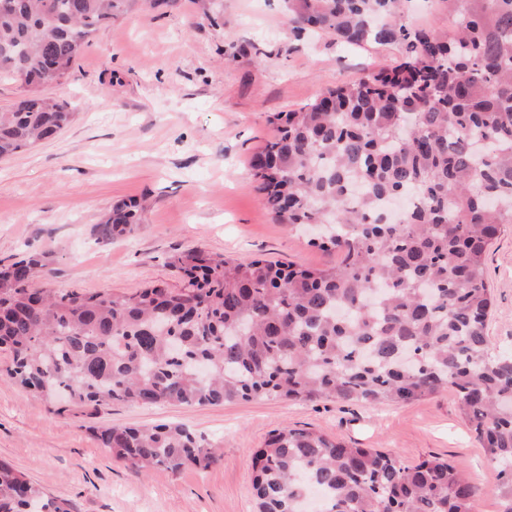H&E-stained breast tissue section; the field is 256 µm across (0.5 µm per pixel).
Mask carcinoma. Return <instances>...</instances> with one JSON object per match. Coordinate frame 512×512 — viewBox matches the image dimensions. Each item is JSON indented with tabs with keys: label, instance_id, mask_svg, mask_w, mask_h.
Returning <instances> with one entry per match:
<instances>
[{
	"label": "carcinoma",
	"instance_id": "carcinoma-1",
	"mask_svg": "<svg viewBox=\"0 0 512 512\" xmlns=\"http://www.w3.org/2000/svg\"><path fill=\"white\" fill-rule=\"evenodd\" d=\"M452 36L414 28L402 0H287L288 29L402 62L342 82L273 118L253 162L266 208L340 261L309 269L201 250L171 265L185 284L131 294L32 287L31 254L0 266V348L32 395L216 406L253 398L411 403L452 391L498 469L512 512V353L495 355L485 266L512 224V0H447ZM126 0H0V77L24 95L0 112V158L54 138L77 116L60 85ZM144 205L120 200L105 241L132 235ZM137 470L206 466L209 443L182 424L97 428ZM257 512H474L478 487L448 460L406 463L309 429L276 430L254 455ZM0 512H68L0 460Z\"/></svg>",
	"mask_w": 512,
	"mask_h": 512
}]
</instances>
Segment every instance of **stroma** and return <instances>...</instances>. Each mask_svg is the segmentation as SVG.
Wrapping results in <instances>:
<instances>
[{
  "label": "stroma",
  "mask_w": 512,
  "mask_h": 512,
  "mask_svg": "<svg viewBox=\"0 0 512 512\" xmlns=\"http://www.w3.org/2000/svg\"><path fill=\"white\" fill-rule=\"evenodd\" d=\"M284 0H178L129 11L98 32L51 96L78 115L56 138L0 159V262L38 252L45 288L133 292L182 285L173 255L198 248L325 269L336 252L276 223L252 160L271 138L268 119L400 59L392 46L349 47L322 33L289 37ZM414 26L453 24L444 0H407ZM143 201L134 236L106 242L97 227L114 202ZM494 312L487 332L512 353V224L490 249ZM0 353V459L72 512H256L252 455L290 426L320 431L410 463L449 460L480 487L475 512H502L497 469L453 392L407 405L253 399L220 406L70 408L4 377ZM179 422L203 435L212 460L174 473L115 462L96 427Z\"/></svg>",
  "instance_id": "obj_1"
}]
</instances>
